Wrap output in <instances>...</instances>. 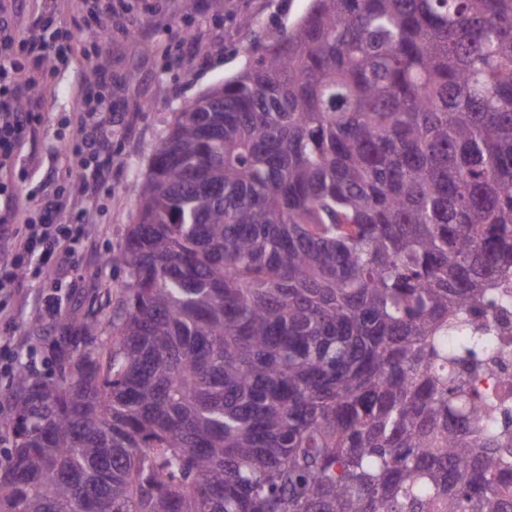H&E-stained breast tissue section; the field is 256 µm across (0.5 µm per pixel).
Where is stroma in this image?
Masks as SVG:
<instances>
[{
    "instance_id": "obj_1",
    "label": "stroma",
    "mask_w": 512,
    "mask_h": 512,
    "mask_svg": "<svg viewBox=\"0 0 512 512\" xmlns=\"http://www.w3.org/2000/svg\"><path fill=\"white\" fill-rule=\"evenodd\" d=\"M307 6L308 0H130V21L114 26L103 42L89 35L94 24L83 0H56L58 26H78L88 35L68 66L52 74L28 68L26 97L40 122L19 146L27 174L16 221L37 219L35 203L44 196L61 195L71 208L79 204L59 173L83 161L65 145L75 138L78 114L93 95L107 107L102 124L112 127L111 137L99 141L96 160L112 189L88 206L84 243L66 274L23 277L11 300L14 319L0 320V336L10 339L28 371H49L46 341L74 319L111 312L125 273L104 258L125 240L136 207L131 189L144 178L173 113L236 75L265 30L290 28ZM93 70L99 78L92 83L87 75ZM56 292L63 298L60 315H38L35 296Z\"/></svg>"
}]
</instances>
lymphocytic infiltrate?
<instances>
[{
	"label": "lymphocytic infiltrate",
	"instance_id": "lymphocytic-infiltrate-1",
	"mask_svg": "<svg viewBox=\"0 0 512 512\" xmlns=\"http://www.w3.org/2000/svg\"><path fill=\"white\" fill-rule=\"evenodd\" d=\"M26 0H0V299L13 295L22 277L24 258L37 261L45 272H60L83 244L82 212L64 213L61 200L39 201L40 221L16 223V174L22 171L21 139L32 134L31 111L19 103L24 70L21 59L48 64L50 70L68 65L81 30L55 29L54 0H39L38 18L29 28L17 20Z\"/></svg>",
	"mask_w": 512,
	"mask_h": 512
}]
</instances>
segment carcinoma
Listing matches in <instances>:
<instances>
[{
  "label": "carcinoma",
  "instance_id": "obj_1",
  "mask_svg": "<svg viewBox=\"0 0 512 512\" xmlns=\"http://www.w3.org/2000/svg\"><path fill=\"white\" fill-rule=\"evenodd\" d=\"M112 313L22 369L0 512H512V0H310L156 145ZM510 319L512 326V293L508 296L507 306L500 307L496 311H490L486 318L487 327L491 331L490 336H496L495 341L489 348L491 353L496 354L504 347L503 341L499 336H504L505 333L510 331ZM504 323H507L506 330L502 327Z\"/></svg>",
  "mask_w": 512,
  "mask_h": 512
}]
</instances>
